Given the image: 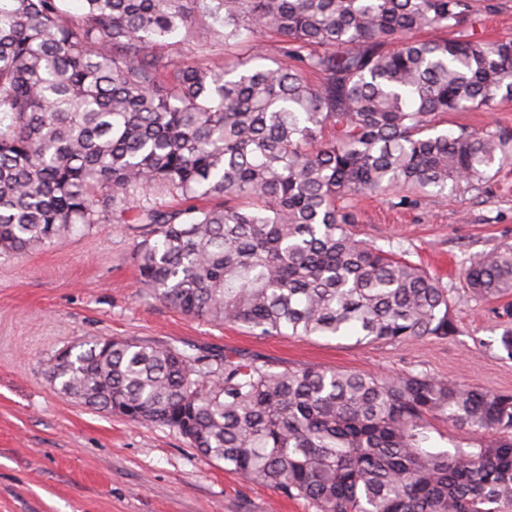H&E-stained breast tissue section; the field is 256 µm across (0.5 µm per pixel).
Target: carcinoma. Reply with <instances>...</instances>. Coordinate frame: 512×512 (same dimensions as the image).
I'll list each match as a JSON object with an SVG mask.
<instances>
[{"label": "carcinoma", "mask_w": 512, "mask_h": 512, "mask_svg": "<svg viewBox=\"0 0 512 512\" xmlns=\"http://www.w3.org/2000/svg\"><path fill=\"white\" fill-rule=\"evenodd\" d=\"M66 2L0 0L1 250L133 209L140 281L187 316L357 345L456 335L449 290L356 239L348 201L461 192L512 163L496 127L434 133L512 95V40L412 37L460 29L469 0H81L76 23ZM197 19L211 53L273 37L281 57L162 53ZM464 275L477 297L511 293L512 245ZM48 375L317 512H512L509 394L106 337ZM165 54L174 56L175 60L197 64L201 66L212 65L214 62H220L223 54L215 56L213 54L203 55L198 52L196 41L182 44L174 49L165 51Z\"/></svg>", "instance_id": "obj_1"}]
</instances>
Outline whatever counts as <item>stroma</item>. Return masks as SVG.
Instances as JSON below:
<instances>
[{"label": "stroma", "instance_id": "obj_1", "mask_svg": "<svg viewBox=\"0 0 512 512\" xmlns=\"http://www.w3.org/2000/svg\"><path fill=\"white\" fill-rule=\"evenodd\" d=\"M463 35L512 38V0H469ZM438 131L512 130V98L437 117ZM358 239L403 255L450 291L457 336L356 346L247 330L184 315L140 282L132 213L79 227L61 243L0 253V512H316L300 497L246 482L179 434L136 426L63 397L47 366L102 337L171 344L190 354H240L281 371L301 366L379 375L424 373L512 394V294L474 297L469 256L512 244V168L465 193L400 204L398 193L353 200Z\"/></svg>", "mask_w": 512, "mask_h": 512}]
</instances>
